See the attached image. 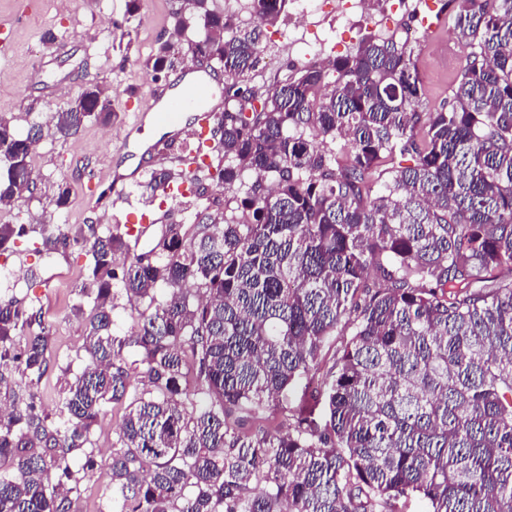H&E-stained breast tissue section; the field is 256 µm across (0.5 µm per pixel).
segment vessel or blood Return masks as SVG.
<instances>
[{"label":"vessel or blood","mask_w":512,"mask_h":512,"mask_svg":"<svg viewBox=\"0 0 512 512\" xmlns=\"http://www.w3.org/2000/svg\"><path fill=\"white\" fill-rule=\"evenodd\" d=\"M186 73L188 80L179 92L165 94L152 88L143 94L135 121L124 136L125 143L135 142L149 123L167 129L170 136H180L187 114L193 120V134L201 138L208 135L211 120L224 108V97L214 70L190 67Z\"/></svg>","instance_id":"obj_1"}]
</instances>
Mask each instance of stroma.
<instances>
[{
    "instance_id": "35a3bbf8",
    "label": "stroma",
    "mask_w": 512,
    "mask_h": 512,
    "mask_svg": "<svg viewBox=\"0 0 512 512\" xmlns=\"http://www.w3.org/2000/svg\"><path fill=\"white\" fill-rule=\"evenodd\" d=\"M37 0L28 9L27 0H0V18L16 19L14 45L0 53V115L24 125L29 109L50 114L63 107L80 85L98 82L112 98L117 118L112 124L87 123L69 138L45 135L36 146L32 164L41 182L29 201L24 219L48 227L64 224L124 225L135 216L163 213L153 234L131 251L150 250L166 225H189V202L175 203L148 186L152 171L176 169L166 151L169 139L157 129L152 143L153 158L139 150L122 147L127 128L134 122L139 92L153 84L146 58L157 48L159 34L170 32L181 0H140L130 34L131 44L121 52L112 47L109 32L121 16L123 0ZM420 0H295L288 14L264 27L263 52L249 75L252 86L266 90L274 77L287 68H301L312 60H325L354 49L360 39L374 31L384 38H406L418 48L417 66L428 107L447 105L456 76L465 62L466 48L455 34L450 12L442 10L438 28L426 33L415 18ZM53 32L54 42L44 40ZM188 144V136L173 139ZM135 172L120 197L107 195L113 168ZM70 182L73 192L66 208L56 204V183ZM88 259L80 248L48 257L18 246L0 255V298L16 304L41 307L52 324L55 343L47 374L37 394L47 412H54L64 389L66 371H79V349L86 335L87 319L72 311L82 287ZM335 343H328L321 357L319 373L301 379L276 400L270 425L281 424L284 415L297 406L303 393L319 388L322 371L328 370L335 355ZM124 416L123 407L109 409L91 432L98 465L87 477L79 494L73 496L71 512H95L99 497L111 478L112 440Z\"/></svg>"
}]
</instances>
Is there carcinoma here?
<instances>
[{"label": "carcinoma", "instance_id": "cac0c4a2", "mask_svg": "<svg viewBox=\"0 0 512 512\" xmlns=\"http://www.w3.org/2000/svg\"><path fill=\"white\" fill-rule=\"evenodd\" d=\"M292 4L252 0L267 24ZM448 7L470 48L448 106H423L411 44L368 33L245 112L260 33L183 0L176 42L146 67L158 77L177 50L224 69L222 133L193 159L237 207L217 219L221 203L193 180L196 234L170 224L120 265L119 225L0 224L1 255L36 235L39 254L81 245L90 283L74 309L92 304L84 367L51 417L35 388L52 325L0 300V390L18 374L27 391L0 406V512H70L113 404L125 413L98 512H397L409 498L426 512H512V0ZM28 116L19 129L0 115L1 210L35 197L45 130L66 138L117 113L92 92L80 112ZM115 285L135 303L127 336L112 332ZM350 315V339L287 430L240 432L319 365Z\"/></svg>", "mask_w": 512, "mask_h": 512}]
</instances>
